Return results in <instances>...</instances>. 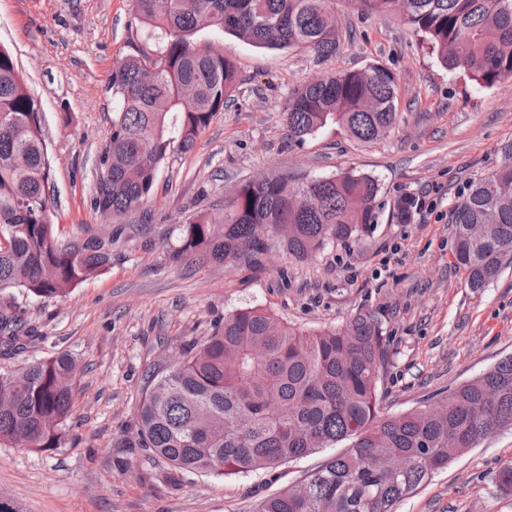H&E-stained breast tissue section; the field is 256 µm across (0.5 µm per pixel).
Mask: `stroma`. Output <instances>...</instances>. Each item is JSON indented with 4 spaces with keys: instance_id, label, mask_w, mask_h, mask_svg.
Masks as SVG:
<instances>
[{
    "instance_id": "stroma-1",
    "label": "stroma",
    "mask_w": 512,
    "mask_h": 512,
    "mask_svg": "<svg viewBox=\"0 0 512 512\" xmlns=\"http://www.w3.org/2000/svg\"><path fill=\"white\" fill-rule=\"evenodd\" d=\"M340 47L320 59L308 48H258L224 33L210 43L237 65L235 100L216 113L190 152L172 151L139 209L103 218L91 207L96 162L111 131L117 61L146 45L132 0H0V46L23 71L44 114L52 156L49 207L62 238L112 233V260L63 300L0 293V309L22 311L21 348L0 352V372L61 353L77 364L74 417L60 447L0 445V498L18 512H256L261 499L302 481L328 448L271 472L184 475L142 448L136 433L145 369L167 366L214 324L245 307L306 330L359 311L378 312L395 354L384 390L389 414L470 381L512 356V264L488 288L468 287L453 256L452 212L474 178L499 165L512 141V80L473 85L443 68L397 14L364 15L336 0ZM378 65L397 83L398 119L361 145L335 125L301 141L283 114L292 94L337 70ZM375 176L378 218L365 234L310 259L272 244L262 267L229 259L177 258L188 215L211 210L227 190L267 176ZM423 200L407 223L404 196ZM512 464V427L454 459L396 503L395 512H512L498 473Z\"/></svg>"
}]
</instances>
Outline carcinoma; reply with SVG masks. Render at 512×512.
<instances>
[{"label": "carcinoma", "instance_id": "carcinoma-1", "mask_svg": "<svg viewBox=\"0 0 512 512\" xmlns=\"http://www.w3.org/2000/svg\"><path fill=\"white\" fill-rule=\"evenodd\" d=\"M365 14L399 11V0H351ZM335 0H133L134 24L153 39L112 71V133L101 148L91 199L101 214L148 202L171 149L192 150L234 99V63L201 36L232 34L258 47L305 46L336 53ZM404 18L450 71L491 88L512 80V0H409ZM396 80L380 66L323 75L298 89L285 112L288 138L328 125L369 144L396 124ZM43 112L9 54L0 49V293L64 299L112 259V238L64 242L48 205L52 157ZM501 164L469 183L454 207L456 266L484 288L512 261V143ZM378 180L345 170L328 177L245 182L214 212L182 224L177 255L261 264L265 234L303 260L367 232L377 219ZM224 225L215 235L212 227ZM24 322L0 313L5 344ZM391 336L374 311L341 325L300 331L247 307L214 325L173 367L151 369L133 439L176 482L186 472L236 475L273 468L320 448H341L306 477V491L264 498L257 512H393L433 471L502 426H512V357L446 395L398 416L382 415ZM65 354L0 373V444L55 448L73 416Z\"/></svg>", "mask_w": 512, "mask_h": 512}]
</instances>
